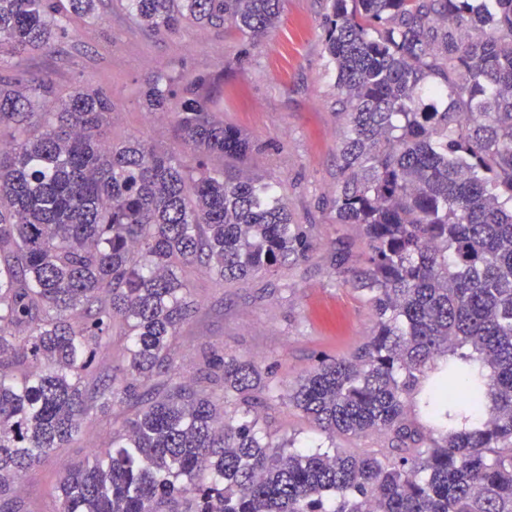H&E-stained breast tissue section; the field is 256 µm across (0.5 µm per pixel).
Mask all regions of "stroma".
Segmentation results:
<instances>
[{
	"label": "stroma",
	"mask_w": 512,
	"mask_h": 512,
	"mask_svg": "<svg viewBox=\"0 0 512 512\" xmlns=\"http://www.w3.org/2000/svg\"><path fill=\"white\" fill-rule=\"evenodd\" d=\"M327 9V0H285L273 31L252 48L220 28L152 34L121 0H103L98 18L73 19L70 36L51 51L20 64L0 58V76L6 78L22 69L49 76L65 93L82 85L101 89L112 101L110 138H137L174 153L184 147L170 119L147 111L145 79L223 72L215 116L255 145L234 170L280 184L296 219L316 224L318 249L290 271L291 290L263 275L225 286L202 270H189L197 311L171 347L184 380L194 378L204 348L253 356L271 380L291 384L325 357L350 355L371 333L368 309L330 266L331 241L356 243L360 236L355 225L337 223L326 206L336 190V156L348 132L334 72L326 67ZM264 417L275 438L310 447L370 451L385 445L376 436L328 439L297 412L278 406ZM113 430L108 421L92 422L71 447L28 469L20 482L26 512H57L63 472L104 450Z\"/></svg>",
	"instance_id": "obj_1"
}]
</instances>
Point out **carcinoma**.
Here are the masks:
<instances>
[{"instance_id":"cac0c4a2","label":"carcinoma","mask_w":512,"mask_h":512,"mask_svg":"<svg viewBox=\"0 0 512 512\" xmlns=\"http://www.w3.org/2000/svg\"><path fill=\"white\" fill-rule=\"evenodd\" d=\"M101 2L0 0V56L52 50ZM329 2L349 124L330 204L362 243L331 266L373 326L290 388L207 350L187 384L169 356L196 312L185 269L288 290L317 250L274 184L210 166L252 149L213 115L217 78L147 82L185 157L108 139L100 89L0 81V512H24L26 469L116 413L110 446L61 477L57 512H512V0ZM129 3L151 32L222 27L251 46L284 8ZM114 336L115 368L97 360ZM269 405L388 448L277 441Z\"/></svg>"}]
</instances>
